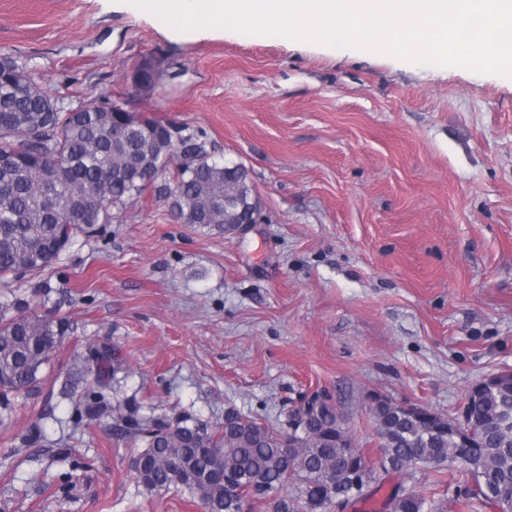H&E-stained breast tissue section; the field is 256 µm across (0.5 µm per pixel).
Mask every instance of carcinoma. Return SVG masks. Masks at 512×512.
<instances>
[{"label": "carcinoma", "instance_id": "obj_1", "mask_svg": "<svg viewBox=\"0 0 512 512\" xmlns=\"http://www.w3.org/2000/svg\"><path fill=\"white\" fill-rule=\"evenodd\" d=\"M116 103L76 107L48 95L37 75L10 55H0V278L43 271L53 254L99 224H110L114 211L137 202L152 181L137 183L126 173L154 159L152 176L173 171L159 187L170 207L202 223L224 226V196L239 192L255 197L244 165L227 170L212 159L193 135L174 136L166 123L142 121L133 144L113 140ZM66 322L49 314H6L0 303V398L27 390L64 336ZM83 368L93 385L79 394L86 414L96 419L114 409L105 391L123 369L112 348L92 345ZM308 431L297 449L287 454L283 430L238 414L230 427L210 430L185 418L170 423L141 416L138 409L120 415L121 433L141 442L142 466L134 471L149 492L179 488L199 500L206 512H239L240 500L254 485L274 497H256L269 512H327L340 492L324 485L327 473L348 466L346 449L329 440L336 433V408L307 411ZM378 426L394 431L390 446L381 447L371 463L372 484L392 474L411 479L428 469L441 474L453 467L461 448L445 432L425 427L413 414L383 405L372 414ZM466 425L478 455L465 469L474 483L468 512H512V375L469 392ZM224 473L221 486L211 475ZM425 494L414 488L394 489L390 512H443L435 487Z\"/></svg>", "mask_w": 512, "mask_h": 512}]
</instances>
